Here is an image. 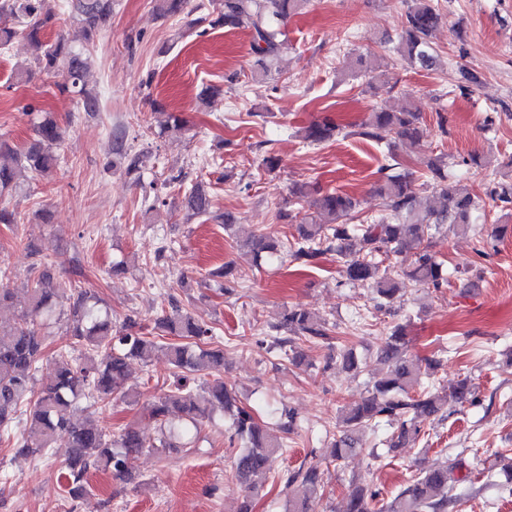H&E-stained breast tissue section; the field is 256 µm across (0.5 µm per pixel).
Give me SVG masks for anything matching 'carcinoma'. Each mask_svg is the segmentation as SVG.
I'll return each mask as SVG.
<instances>
[{
    "instance_id": "obj_1",
    "label": "carcinoma",
    "mask_w": 512,
    "mask_h": 512,
    "mask_svg": "<svg viewBox=\"0 0 512 512\" xmlns=\"http://www.w3.org/2000/svg\"><path fill=\"white\" fill-rule=\"evenodd\" d=\"M157 12L164 17H178L186 0H155ZM309 0H218L213 10L186 22L188 28L208 23L212 28H245L250 35V49L258 56L260 69L256 79L271 74L268 63L286 49L283 27L288 19L305 8ZM113 0H75L73 18L84 39L110 25ZM13 17L15 26L0 27V48H7L17 37L29 41L36 51L38 68L48 75L60 76L61 91L79 100L86 112L98 110V99L85 85L90 57L75 50L63 37L47 39L54 24L51 0H0V14ZM401 29L393 46L394 54L424 69L436 63V50L430 40L445 15L435 0H406L401 15ZM387 64L375 53L360 54L353 65L354 76H368L367 87L376 91L388 84ZM421 115L407 104L398 111L380 110L370 113L363 123L362 135L376 143L388 139L405 140L418 145L424 137ZM339 126L327 121L307 127L302 139L319 144L339 134ZM36 138L30 146L11 159H0V197L10 195L25 174L44 176L59 163L57 150L63 134L57 123L46 118L36 126ZM116 154L123 159L124 174L134 183L143 181L144 156L124 149L122 132H116ZM424 185L434 190L437 205L421 209L416 205L413 174L396 171L389 164L380 170L376 194L382 199L385 215L373 224L353 223L357 202L346 193L328 189L317 182L291 188L292 209L279 213L282 219L297 218L294 207L308 202L315 207L320 220L302 218L299 236L277 243L267 232L258 229L243 241L241 248L254 260L273 262L284 252L294 260L311 264L320 256L336 253L346 280L353 285L370 288L375 308L382 309L400 300L403 283L414 288L438 290L448 283L442 262L431 251V239L443 226L456 235H467L482 217V205L473 195L452 179L445 155H434L423 161ZM485 197L493 202L512 203V183L488 179ZM185 207L197 216L209 212L210 198L200 186L185 194ZM361 238L364 247L351 251L350 241ZM409 253L412 266L393 276L383 268L376 256L385 258ZM220 288H237L230 279L232 266L227 264L209 273ZM100 300L82 290L67 318L66 336L72 343L86 346L91 354L78 363L66 359L61 349L54 357L56 371L53 382L37 392L33 382L37 365L43 356V338L39 320L54 313L53 291L45 275L32 280L16 318L0 319V428H8L20 416H26V436L15 442V455H46L57 435L65 434L71 453L66 462V493L72 499L88 493L87 474L102 470L114 477L130 481L136 478L134 463L149 448H174L180 435L190 441L198 427L213 419L218 411L233 406L232 392L211 373L224 365V352L213 342L212 329L178 311L164 314L154 325L127 317L122 326L112 323V315L99 308ZM287 332L274 337L281 347L299 341L318 342L329 338L328 323L315 313L299 308L284 311L280 324L272 331ZM164 347L170 363L179 371L173 388L156 396L150 404L152 419L159 423L161 437L148 442L131 426L110 436L89 416H81L88 408L105 407L120 400L133 404L141 393L127 385L129 360L151 359L158 347ZM405 332L394 327L382 350L388 363L386 374L373 383L369 396L361 403L342 411L340 434L331 443V458L341 461L360 451L359 435L382 425L396 427L392 447L406 448L416 444L425 419L436 416L445 405L463 406L476 401L473 384L463 379L452 391L440 395L434 391L432 379L442 367V360L428 359L426 364L405 353ZM233 438L240 444L235 458V476L242 488L235 512H253L251 477L265 472L271 459L282 450L278 442L259 424L250 408L236 407L232 415ZM286 483L296 486L288 512H317L316 504L324 488L323 471L314 463L287 475ZM458 499L448 495V465L437 464L421 470L390 501L380 492L363 484L351 486L346 512H448Z\"/></svg>"
}]
</instances>
